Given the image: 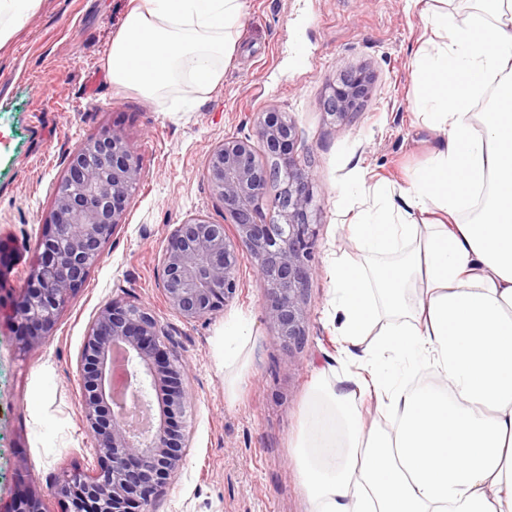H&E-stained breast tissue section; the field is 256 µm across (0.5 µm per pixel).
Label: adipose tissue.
<instances>
[{"instance_id":"1","label":"adipose tissue","mask_w":512,"mask_h":512,"mask_svg":"<svg viewBox=\"0 0 512 512\" xmlns=\"http://www.w3.org/2000/svg\"><path fill=\"white\" fill-rule=\"evenodd\" d=\"M416 9L413 107L444 145L408 187L373 192L352 236L401 260L334 271L337 330L376 327L365 376L320 381L294 453L310 512H512V0ZM244 0H130L105 59L113 83L156 99L222 79ZM495 90L490 111L473 106ZM424 295L409 307L405 290ZM430 370L413 387L410 376ZM393 417L363 429L359 398Z\"/></svg>"}]
</instances>
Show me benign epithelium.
<instances>
[{
    "label": "benign epithelium",
    "instance_id": "benign-epithelium-1",
    "mask_svg": "<svg viewBox=\"0 0 512 512\" xmlns=\"http://www.w3.org/2000/svg\"><path fill=\"white\" fill-rule=\"evenodd\" d=\"M372 89L365 69L344 72L329 86L328 114L348 117ZM254 124L257 139L285 176L276 223L260 217L271 172L257 162L251 137L224 140L212 150L206 168L224 223L196 217L175 225L162 257V287L170 308L185 321L209 316L236 294L238 254L244 249L267 285L266 320L284 346L297 349L307 336L305 296L318 243L311 214L313 175L297 161V132L288 113L269 105L256 114ZM140 179L133 148L117 132L89 138L69 154L16 313L34 327L23 349L38 348L52 336L59 314L122 223L125 202ZM227 224L235 228L232 237ZM168 336L143 305L112 301L100 309L81 357L83 416L95 442L96 470L66 475L44 488L31 483L10 512H44L46 497L68 501L67 512H155L157 492L183 464L186 442L183 426L176 423L189 401L185 368L166 343ZM117 349L135 388L133 407L145 413L138 426L126 421L114 394Z\"/></svg>",
    "mask_w": 512,
    "mask_h": 512
}]
</instances>
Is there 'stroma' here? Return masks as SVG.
<instances>
[{
	"instance_id": "1",
	"label": "stroma",
	"mask_w": 512,
	"mask_h": 512,
	"mask_svg": "<svg viewBox=\"0 0 512 512\" xmlns=\"http://www.w3.org/2000/svg\"><path fill=\"white\" fill-rule=\"evenodd\" d=\"M129 0H40L0 46V505L38 483L91 474L94 440L83 421L79 364L99 310L122 300L148 307L170 331L186 368L190 404L184 464L157 497V512H308L292 448L312 385L356 372L333 325L334 266L381 263L349 225L375 185L407 186L443 143L412 108L411 62L424 26L404 0H244L236 48L217 85L161 101L115 86L105 66ZM306 54L310 68L299 67ZM372 72V96L346 119L327 115L330 85L348 69ZM288 112L296 156L314 174L319 229L307 293L304 344L288 349L265 318L266 287L240 251L235 297L195 322L164 295L162 254L174 225L220 224L208 157L224 140L253 134L266 105ZM119 132L142 180L99 264L60 314L52 336L25 353L14 314L65 157L92 135ZM251 324L248 366L224 385V326Z\"/></svg>"
}]
</instances>
